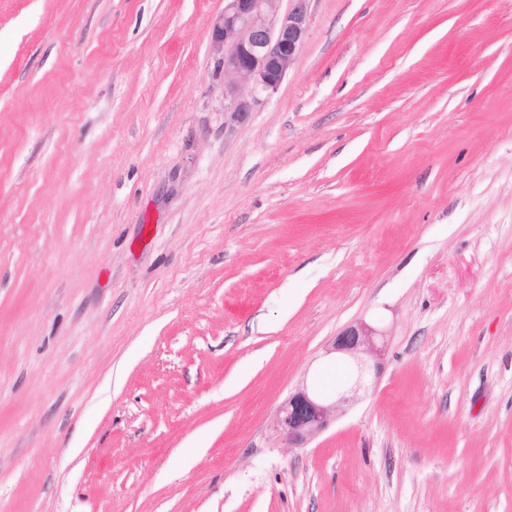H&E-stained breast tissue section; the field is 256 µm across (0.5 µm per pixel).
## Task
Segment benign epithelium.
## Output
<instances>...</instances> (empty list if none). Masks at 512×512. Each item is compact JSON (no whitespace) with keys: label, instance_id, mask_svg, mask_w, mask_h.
I'll return each mask as SVG.
<instances>
[{"label":"benign epithelium","instance_id":"1","mask_svg":"<svg viewBox=\"0 0 512 512\" xmlns=\"http://www.w3.org/2000/svg\"><path fill=\"white\" fill-rule=\"evenodd\" d=\"M281 0H224L216 18L211 46L223 77L224 130L247 122L263 100L274 94L293 65L310 24L311 0H291L280 14ZM251 86L244 95L241 84ZM384 335L364 320L346 326L328 345L335 354L354 364L352 385L332 398L323 397L302 384L275 414L277 431L300 446L323 431L333 413L349 401L380 370Z\"/></svg>","mask_w":512,"mask_h":512}]
</instances>
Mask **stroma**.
Instances as JSON below:
<instances>
[{"label":"stroma","mask_w":512,"mask_h":512,"mask_svg":"<svg viewBox=\"0 0 512 512\" xmlns=\"http://www.w3.org/2000/svg\"><path fill=\"white\" fill-rule=\"evenodd\" d=\"M223 9L0 0V512H512V0H312L229 133ZM384 335L364 320L346 326L328 345L326 354H335L354 364L352 385L334 398L323 397L302 383L280 405L275 414L277 431L288 439L292 448L303 445L323 431L333 413L349 401L372 376L379 374Z\"/></svg>","instance_id":"stroma-1"}]
</instances>
